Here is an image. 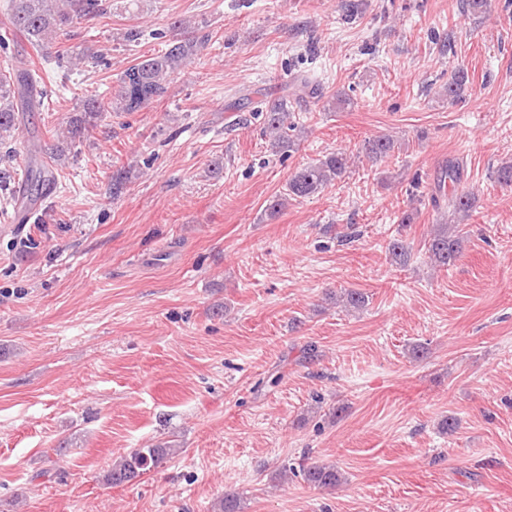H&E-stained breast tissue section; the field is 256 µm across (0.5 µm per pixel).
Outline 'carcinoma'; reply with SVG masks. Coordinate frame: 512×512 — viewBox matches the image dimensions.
<instances>
[{
	"mask_svg": "<svg viewBox=\"0 0 512 512\" xmlns=\"http://www.w3.org/2000/svg\"><path fill=\"white\" fill-rule=\"evenodd\" d=\"M102 0H8V30L20 35L30 47L43 51L58 42L60 36L74 25L104 14ZM179 36L172 38L166 48L150 55L134 59L118 80L112 99L85 98L76 112L67 117L65 126L58 134L57 142L46 148L35 135L26 155L8 147L0 155V163L21 172L22 179L12 194L4 199V207H10L14 216L36 211V205L44 197L46 183L54 179L51 164L66 158V152L90 130L96 128L109 112H137L162 100L168 91L170 77L183 70L202 50L207 48L211 34H201L198 28H190L184 20L173 23ZM62 59L73 67L97 68L107 65L106 56L100 50L87 46H70ZM469 84L466 69L458 67L445 88L448 103H458ZM46 91L39 70L24 67L21 60L10 68L0 69V144L13 138V133L27 120L29 113L44 108ZM266 134L274 148L287 152L293 148L292 132L297 130L288 103L272 105L267 111ZM394 141L390 138L373 139L365 143L366 158L376 163L390 155ZM46 155L48 160L41 159ZM351 158L344 152H331L323 158L296 169L288 178L287 193L273 199L268 206L269 214L279 213L291 200L305 199L320 193L332 182L342 178L351 167ZM472 194L456 193L448 199L451 216L464 218L473 208ZM459 225L443 222L435 226L425 248L434 267L449 268L455 264L460 249ZM343 305L352 310L365 307L364 293L349 289L341 297ZM169 449L162 447L139 448L121 458L108 470L103 480L112 486L128 483L145 471L158 468L167 459ZM306 480L313 486L332 489L340 482V474L334 466L315 465L303 468Z\"/></svg>",
	"mask_w": 512,
	"mask_h": 512,
	"instance_id": "carcinoma-1",
	"label": "carcinoma"
}]
</instances>
